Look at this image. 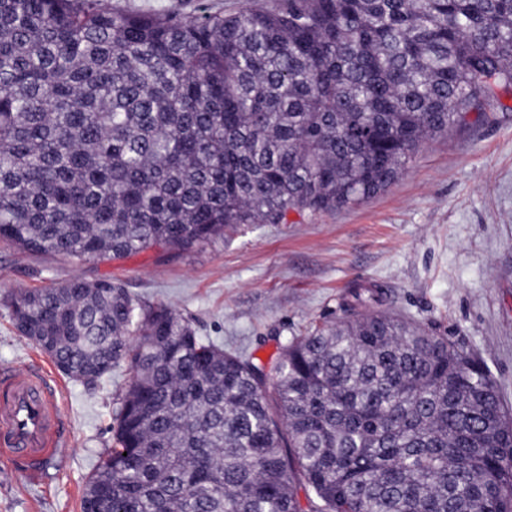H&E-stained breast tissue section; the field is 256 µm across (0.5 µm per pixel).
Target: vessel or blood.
I'll return each mask as SVG.
<instances>
[{"instance_id": "obj_1", "label": "vessel or blood", "mask_w": 512, "mask_h": 512, "mask_svg": "<svg viewBox=\"0 0 512 512\" xmlns=\"http://www.w3.org/2000/svg\"><path fill=\"white\" fill-rule=\"evenodd\" d=\"M58 393L46 369L0 371V452L33 475L67 439Z\"/></svg>"}]
</instances>
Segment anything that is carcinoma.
<instances>
[{
	"mask_svg": "<svg viewBox=\"0 0 512 512\" xmlns=\"http://www.w3.org/2000/svg\"><path fill=\"white\" fill-rule=\"evenodd\" d=\"M506 87L512 0H0V243L99 262L335 210ZM353 297L267 366L110 279L12 294L62 374L134 370L82 512H512L488 369ZM112 7L129 11H150L164 14L193 16L203 11L229 12L244 5L246 0H109Z\"/></svg>",
	"mask_w": 512,
	"mask_h": 512,
	"instance_id": "carcinoma-1",
	"label": "carcinoma"
}]
</instances>
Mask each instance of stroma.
<instances>
[{
	"instance_id": "obj_1",
	"label": "stroma",
	"mask_w": 512,
	"mask_h": 512,
	"mask_svg": "<svg viewBox=\"0 0 512 512\" xmlns=\"http://www.w3.org/2000/svg\"><path fill=\"white\" fill-rule=\"evenodd\" d=\"M117 9L193 16L245 0H110ZM81 276L108 278L179 313L196 334L262 362L287 339L344 317L353 288L382 291L380 307L478 357L512 409V89L489 120L428 139L384 192L284 224H234L188 250L149 249L81 263L0 243V368L40 365L62 380L68 439L37 478L0 459V512H81L87 482L112 446L125 369L93 383L62 378L16 330V291Z\"/></svg>"
}]
</instances>
